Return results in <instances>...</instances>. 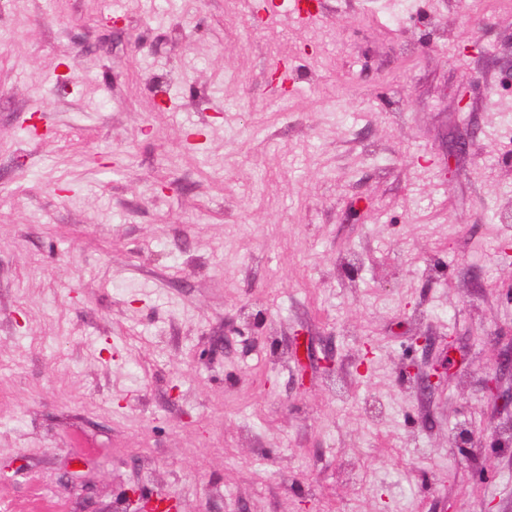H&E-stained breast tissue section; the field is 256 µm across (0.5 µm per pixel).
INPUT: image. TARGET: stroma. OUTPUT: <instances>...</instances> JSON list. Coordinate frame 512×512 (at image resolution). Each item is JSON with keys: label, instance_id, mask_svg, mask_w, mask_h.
<instances>
[{"label": "stroma", "instance_id": "stroma-1", "mask_svg": "<svg viewBox=\"0 0 512 512\" xmlns=\"http://www.w3.org/2000/svg\"><path fill=\"white\" fill-rule=\"evenodd\" d=\"M268 2L0 0V512H512V0Z\"/></svg>", "mask_w": 512, "mask_h": 512}]
</instances>
